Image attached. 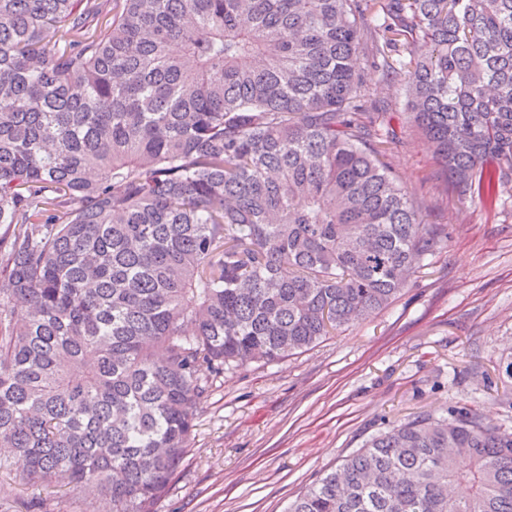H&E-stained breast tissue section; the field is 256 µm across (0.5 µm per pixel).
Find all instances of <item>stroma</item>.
I'll list each match as a JSON object with an SVG mask.
<instances>
[{"label": "stroma", "instance_id": "stroma-1", "mask_svg": "<svg viewBox=\"0 0 512 512\" xmlns=\"http://www.w3.org/2000/svg\"><path fill=\"white\" fill-rule=\"evenodd\" d=\"M393 175L447 244L398 298L281 363L225 370L156 512H285L373 436L420 415L476 409L512 432V182L496 208L447 190L429 143L394 121ZM0 512H111L96 488L0 470Z\"/></svg>", "mask_w": 512, "mask_h": 512}]
</instances>
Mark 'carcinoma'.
Segmentation results:
<instances>
[{
  "mask_svg": "<svg viewBox=\"0 0 512 512\" xmlns=\"http://www.w3.org/2000/svg\"><path fill=\"white\" fill-rule=\"evenodd\" d=\"M365 34L495 207L512 0H0V466L155 512L224 368L365 321L444 247L385 162ZM288 512H512V433L416 417Z\"/></svg>",
  "mask_w": 512,
  "mask_h": 512,
  "instance_id": "1",
  "label": "carcinoma"
}]
</instances>
